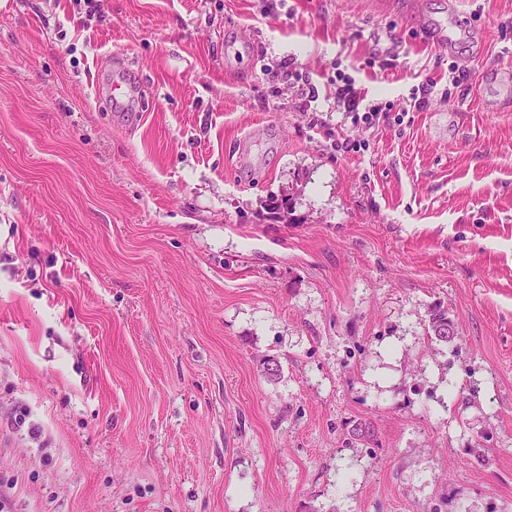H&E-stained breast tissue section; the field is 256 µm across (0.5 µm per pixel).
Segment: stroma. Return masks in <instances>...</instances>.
<instances>
[{
	"label": "stroma",
	"mask_w": 512,
	"mask_h": 512,
	"mask_svg": "<svg viewBox=\"0 0 512 512\" xmlns=\"http://www.w3.org/2000/svg\"><path fill=\"white\" fill-rule=\"evenodd\" d=\"M505 72L512 0H0V512H512ZM99 91L105 93L117 112H127L134 103V91L127 80L123 64H115L103 77L99 84Z\"/></svg>",
	"instance_id": "obj_1"
}]
</instances>
